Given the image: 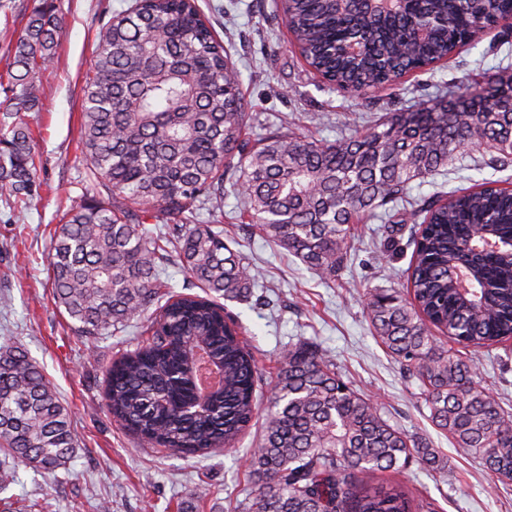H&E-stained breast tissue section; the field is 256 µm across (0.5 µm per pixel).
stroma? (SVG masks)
I'll list each match as a JSON object with an SVG mask.
<instances>
[{"label": "stroma", "mask_w": 512, "mask_h": 512, "mask_svg": "<svg viewBox=\"0 0 512 512\" xmlns=\"http://www.w3.org/2000/svg\"><path fill=\"white\" fill-rule=\"evenodd\" d=\"M39 2L0 0V75L6 71L8 45ZM131 2L54 0L63 20L57 58L41 78L38 107L26 115L39 160L37 193L26 205L0 199V345L20 344L41 365L70 413L78 445L69 471L52 476L19 467L0 491V512H98L104 500L111 501L112 512H177L180 501L187 512H235L255 489L249 459L261 425H253L235 448L205 457L143 447L112 419L103 398L105 369L139 341L138 327L114 336H78L53 297L48 257L54 230L70 206L91 194L79 131L82 87L96 34L102 21ZM196 6L238 68L253 138L267 127L282 126L333 141L355 126L408 108L414 98L431 99L457 89L465 77L512 67V34L487 36L448 61L360 99L311 72L274 0H196ZM497 177L485 165L456 169L431 182L412 183L410 194L467 188ZM242 204L240 196L225 195L224 239L260 267L264 279L254 301L228 300L224 309L246 329L260 370L261 406L272 397L280 352L299 342L314 344L391 425L426 441L448 460L438 470L410 463L397 481L434 500L438 512H512V482L498 481L478 459L457 454L448 433L432 423L419 381L391 356L364 318L366 290L405 289L413 225H403L389 242L378 232L379 220H365L354 231L352 261L335 279L323 280L235 220ZM464 354L478 362L482 386L512 415V339ZM196 488L208 489V496L189 498Z\"/></svg>", "instance_id": "stroma-1"}]
</instances>
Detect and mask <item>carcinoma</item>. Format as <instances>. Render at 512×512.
I'll return each instance as SVG.
<instances>
[{"mask_svg": "<svg viewBox=\"0 0 512 512\" xmlns=\"http://www.w3.org/2000/svg\"><path fill=\"white\" fill-rule=\"evenodd\" d=\"M294 46L316 74L358 96L390 87L479 40L512 0H405L370 14L354 0H280ZM61 24L52 0L27 16L9 51L0 124V195L29 203L35 159L24 113L53 65ZM356 42L361 52L348 46ZM236 68L195 0H133L101 24L83 87L80 145L104 194L67 210L49 266L54 299L80 336L143 323L134 349L105 372V406L144 445L186 456L229 450L258 413V364L218 299L248 297L261 273L224 241V185L244 199L236 219L324 280L347 261L354 225L382 215L418 225L409 297L371 289L366 317L421 383L432 421L458 451L512 481V416L477 381L469 347L512 339V254L481 241L512 239V190L472 188L411 197L470 153L512 164V69L469 78L458 92L420 99L334 141L271 131L247 137ZM207 220H199L201 214ZM158 233L145 229L149 221ZM176 253L205 295L163 292ZM439 331L447 342L432 334ZM77 451L70 414L28 352L0 346V487L15 467L69 471ZM443 461L384 419L317 347L281 355L271 405L249 460L257 490L242 512H436L375 473L411 460Z\"/></svg>", "mask_w": 512, "mask_h": 512, "instance_id": "1", "label": "carcinoma"}]
</instances>
